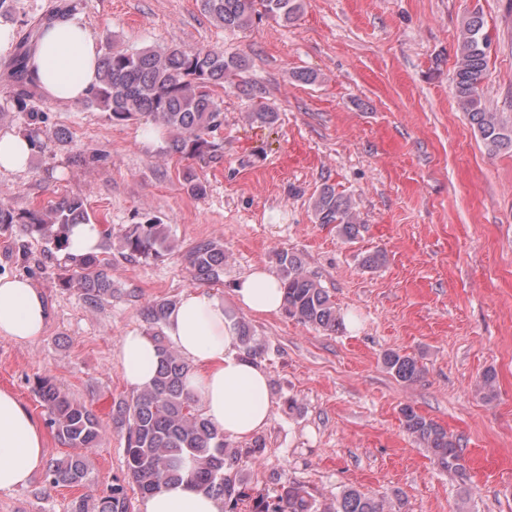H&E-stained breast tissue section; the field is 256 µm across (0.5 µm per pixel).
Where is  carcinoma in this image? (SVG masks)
<instances>
[{
    "mask_svg": "<svg viewBox=\"0 0 512 512\" xmlns=\"http://www.w3.org/2000/svg\"><path fill=\"white\" fill-rule=\"evenodd\" d=\"M202 11L219 27L244 31L257 23L272 20L292 23L304 10V0H200ZM71 5L57 3L16 43L4 61L0 77L17 86L13 108L26 118V135L33 152L44 147L48 116L35 104L38 86L30 70V55L42 25L68 15ZM491 40L478 11L464 21L457 48L452 92L459 108L466 112L486 146L497 151L512 147V125L486 107L483 88ZM248 68L244 56L224 55L219 48L187 50L178 46L117 48L107 43L99 62V81L88 90L82 106L106 113L116 124L142 118L168 132L164 152L183 159L203 160L215 144L211 134L223 123L224 100L217 90L232 85L256 101L249 113L252 121L271 126L278 114L263 102L264 89L243 78ZM183 186L196 196L207 193V183L191 167L182 172ZM313 209L321 224H335L347 239L358 236L360 222L349 198L330 186L318 192ZM84 200L61 196L47 207L15 209L0 205V231L19 227L29 236H38L57 252H64V263L57 266L65 283L75 285L85 303L98 306L112 296L110 263L96 254L80 260L68 252V232L76 224H89ZM120 253L145 260L159 258L178 248L171 225L157 218L130 224L118 236ZM191 277L200 284L220 281L224 274V247L214 241H201L184 254ZM284 308L298 322L324 331H334L341 317L329 291L320 281L304 272L294 254L277 256ZM174 302L168 299L147 303L140 312L146 334L157 342L162 354L152 384L133 391L119 401L118 424L124 429L125 462L129 479L145 497L163 486L186 480L223 500L224 512H239V505L253 500L251 512H395L402 504L395 494L391 505L365 495L355 488L343 489L327 502L306 486L286 480L273 500L252 497L247 483L235 470L241 452L225 443L224 432L213 425L199 409L198 395L190 387L191 365L165 344L162 326ZM244 352L255 355L259 346L249 326L237 322ZM385 368L398 381H417L422 368L418 360L398 351L384 353ZM34 392L54 436L71 452L49 461L43 483L79 485L87 479L86 455L102 439L99 418L86 404L69 398L50 376L34 381ZM479 393L487 402L496 399V373L489 369L480 379ZM405 431L424 445L443 470L461 475L466 460L457 439L438 423L418 413L411 405L400 409ZM99 512H130V502L121 485L110 488L101 498Z\"/></svg>",
    "mask_w": 512,
    "mask_h": 512,
    "instance_id": "cac0c4a2",
    "label": "carcinoma"
}]
</instances>
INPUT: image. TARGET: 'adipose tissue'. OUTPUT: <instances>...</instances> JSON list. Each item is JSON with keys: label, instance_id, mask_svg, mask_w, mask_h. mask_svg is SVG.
Instances as JSON below:
<instances>
[{"label": "adipose tissue", "instance_id": "1", "mask_svg": "<svg viewBox=\"0 0 512 512\" xmlns=\"http://www.w3.org/2000/svg\"><path fill=\"white\" fill-rule=\"evenodd\" d=\"M101 45L79 15L44 27L30 62L32 75L50 100L75 105L99 79ZM241 309L275 315L283 307L277 277L259 267L244 276L234 290ZM48 307L30 280L0 276V337L26 344L42 336ZM171 345L193 367L191 385L198 392L205 416L225 438L247 439L271 418L269 378L265 370L239 349L233 319L222 297L201 291L182 294L165 322ZM118 361L126 383L144 387L154 379L160 354L151 336H123ZM42 431L18 398L0 389V492L28 484L44 462ZM221 500L181 481L146 496L141 512H222Z\"/></svg>", "mask_w": 512, "mask_h": 512}]
</instances>
